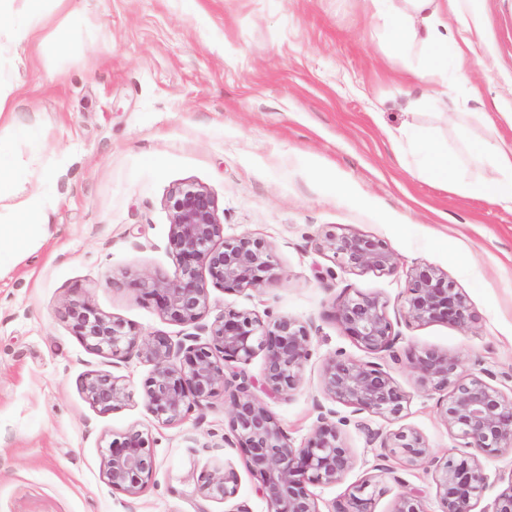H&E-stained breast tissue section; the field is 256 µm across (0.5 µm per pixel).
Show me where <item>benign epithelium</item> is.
Listing matches in <instances>:
<instances>
[{"mask_svg":"<svg viewBox=\"0 0 512 512\" xmlns=\"http://www.w3.org/2000/svg\"><path fill=\"white\" fill-rule=\"evenodd\" d=\"M171 214L169 248L180 267L172 282L144 278L143 296L155 300L170 321L196 325L205 316L208 283L226 291L261 288L270 280L272 254L265 241L243 236L224 238V225L213 195L201 186L182 184L167 198ZM320 248L352 271L391 274L397 269L393 253L380 240L361 234L325 232ZM406 316L424 325L445 322L465 326L473 315L465 296L448 281V274L434 266L412 270L406 298ZM66 318L76 336L89 349L124 358L136 351L153 364L143 384L147 410L157 421L175 424L194 408H200L219 388H231L229 428L235 445L247 455L259 476L268 512H318L308 486L334 482L352 466L343 444L336 412L319 407L317 425L307 445L294 447L287 432L254 393L255 384L244 371L231 367L245 363L256 352L265 355L263 389L270 396L289 392L298 385L311 357L309 326L288 316L266 320L249 312L229 310L212 323L210 342L185 345L164 335L141 338L135 326L97 314L86 303L74 300ZM335 318L347 335L364 351L378 353L392 348L396 335L378 296L357 294L335 307ZM459 360L427 351L413 360V370L424 384L449 390L439 403L448 429L476 453L447 455L436 461L434 482L441 512H474L487 488L488 476L480 457L512 451V397L481 378L468 380L458 373ZM325 393L353 408L387 419L401 416L406 395L393 379L373 362L335 358L323 371ZM87 400L105 414L129 398L121 380L106 373H90L83 383ZM381 447L399 455L411 466L430 458L423 436L412 428L387 434ZM103 476L112 488L136 495L152 477L155 461L152 438L131 428L108 445ZM234 470L210 474L202 486L208 497L227 499L237 493ZM371 482H363L350 496L346 512H371ZM394 512H424L416 491L403 494Z\"/></svg>","mask_w":512,"mask_h":512,"instance_id":"7a95c632","label":"benign epithelium"}]
</instances>
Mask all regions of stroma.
I'll return each mask as SVG.
<instances>
[{
  "mask_svg": "<svg viewBox=\"0 0 512 512\" xmlns=\"http://www.w3.org/2000/svg\"><path fill=\"white\" fill-rule=\"evenodd\" d=\"M483 40L466 45L472 65L449 71L448 93L425 102L409 75L423 53L383 50L385 29L367 0H58L50 25L72 10L84 22L69 48L12 49L0 71L17 87L21 119L35 121L45 149L21 158L53 183L49 235L0 275V512H267L261 481L230 447V398L217 393L175 425L146 409L144 357L88 349L71 330V301L180 341L190 327L169 321L134 284L174 281L169 248L173 187L195 184L215 198L225 238L269 246L274 268L260 289H208L203 318L225 311L291 316L311 333L299 385L266 397L295 447L312 437L319 408L344 418L354 464L339 480L311 486L319 512H344L362 482L375 484L372 512H393L421 491L425 512H441L434 466L407 465L380 435L410 427L434 459L463 453L440 415L441 391L422 384L411 360L427 350L455 356L459 374L512 396V209L419 177L387 132L403 124L434 130L466 153L464 126L512 136L494 100L512 86V0H483ZM347 194L338 195L337 185ZM383 241L391 274L354 272L320 250L324 231ZM466 255V263L453 254ZM447 272L475 316L469 326L418 325L404 316L408 274ZM358 293L386 304L397 339L371 355L346 335L334 312ZM382 365L405 392L401 417L353 413L324 391L334 357ZM93 371L119 377L130 398L108 414L86 399ZM153 439L155 467L138 494L102 474L107 442L130 428ZM489 485L475 512H492L512 485V453L484 459ZM238 493L208 498L201 486L223 469Z\"/></svg>",
  "mask_w": 512,
  "mask_h": 512,
  "instance_id": "1",
  "label": "stroma"
}]
</instances>
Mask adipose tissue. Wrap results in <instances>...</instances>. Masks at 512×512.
Wrapping results in <instances>:
<instances>
[{"instance_id":"adipose-tissue-1","label":"adipose tissue","mask_w":512,"mask_h":512,"mask_svg":"<svg viewBox=\"0 0 512 512\" xmlns=\"http://www.w3.org/2000/svg\"><path fill=\"white\" fill-rule=\"evenodd\" d=\"M49 0H0V24L11 26V42L19 45L38 39L47 21ZM380 10L387 34L385 51L401 54L409 42H418L424 61L417 80L428 87L443 85L448 74V42L453 29L478 38L484 23L469 0H368ZM390 140L406 148L418 162L420 173L429 181L454 187L460 185L457 157L441 143L431 128L404 126L390 133ZM25 141L33 152H41L44 143L37 130L16 118L14 89L0 79V202L18 199L19 205L8 219L0 218V274L10 271L30 250L36 235H47V215L52 197L43 180H31L21 169L15 155L16 141ZM473 150L487 158L498 172L497 180L472 185L471 193L486 200L512 206V137L487 143L473 138ZM30 190H23V183Z\"/></svg>"}]
</instances>
